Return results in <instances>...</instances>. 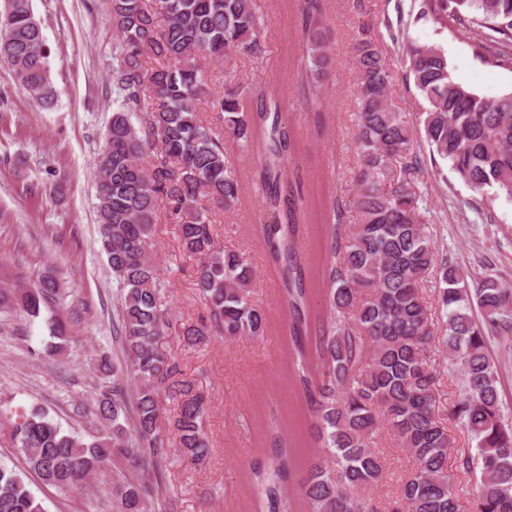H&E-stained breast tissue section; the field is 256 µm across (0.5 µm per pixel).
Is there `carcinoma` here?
Segmentation results:
<instances>
[{
    "instance_id": "1",
    "label": "carcinoma",
    "mask_w": 512,
    "mask_h": 512,
    "mask_svg": "<svg viewBox=\"0 0 512 512\" xmlns=\"http://www.w3.org/2000/svg\"><path fill=\"white\" fill-rule=\"evenodd\" d=\"M165 25L145 0H107L117 41L113 49L112 116L98 155L96 212L100 250L120 288L115 333L125 365L101 367L112 387L97 416L111 434L87 440L64 431L41 408L17 415L12 440L27 469L63 492L123 456L142 476L116 488L123 512H151L159 469L170 448L184 460L208 451V403L195 385L179 378L177 362L160 349L171 328L160 308L164 287L150 254L154 215L168 206L179 224L184 253L197 258L196 286L206 301L209 326L226 340L265 335L267 317L251 299L253 269L243 255L224 249L214 234L211 205L232 209L242 188L228 145L259 155L263 207L260 225L267 259L279 272L280 298L294 345L292 373L311 419L318 456L299 495L310 512H362L354 489L375 486L386 468L371 439L385 423L413 457L416 468L402 484L391 512H461L448 471V431L435 412L437 374L428 363L434 323L420 295L430 267L439 275L436 309L446 328L442 345L459 375V394L448 418L460 423L475 447L456 468L476 474L477 512H512V421L498 396L497 376L485 345L490 336L512 337V287L497 274L467 279L454 257L437 253L419 207L421 149L388 95L391 73L373 28L362 25L353 44L358 70L352 147L358 170L348 206L358 224L329 225L323 280L326 309L311 314L309 276L300 261L304 183L295 165L293 130L283 125L271 95L248 109L249 89L225 76L211 90L209 66L232 52L258 56L268 20L256 0H160ZM326 0H297L302 56L298 89L306 109L321 112L318 93L332 67ZM9 22L0 14V57L19 88L45 108L54 90L41 27L31 0H11ZM447 14L460 29L493 33L495 45H512V0H426L418 18ZM407 71L426 102L424 139L430 155L448 161L474 191L494 187L512 198V93L486 99L457 82L434 46H407ZM163 61L151 70L143 59ZM217 113L213 124L202 117ZM57 275L44 273L19 298L30 317L41 306L64 302ZM482 312L475 321L473 308ZM315 354L318 371L309 368ZM136 391L135 434H127L129 386ZM180 402L173 423L162 420V397ZM271 470L255 473L268 512H288L287 487L294 466L288 436L274 438ZM0 512H44L26 475L0 463Z\"/></svg>"
}]
</instances>
